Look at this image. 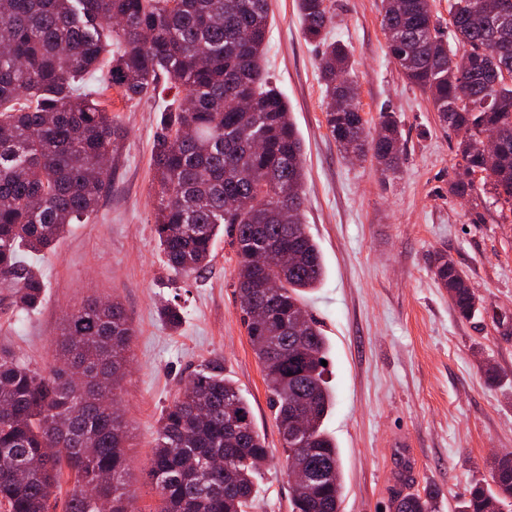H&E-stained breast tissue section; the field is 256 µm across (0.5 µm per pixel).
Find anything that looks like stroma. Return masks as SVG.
I'll return each instance as SVG.
<instances>
[{
    "instance_id": "obj_1",
    "label": "stroma",
    "mask_w": 512,
    "mask_h": 512,
    "mask_svg": "<svg viewBox=\"0 0 512 512\" xmlns=\"http://www.w3.org/2000/svg\"><path fill=\"white\" fill-rule=\"evenodd\" d=\"M331 4L328 37L353 51L366 133L392 112L405 144L395 174L368 157L343 158L325 121L321 45L304 37L295 0H271L264 65L302 141L304 222L324 269L305 303L329 346L325 379L334 405L325 428L340 451L341 510L393 512L398 496L430 491L436 512H456L474 484L491 485L493 460L512 452V217L502 218L488 197L449 194L457 140L390 59L381 0ZM172 98L166 91L129 102L108 93L123 131L108 187L96 212L37 260L46 283L38 307L15 315L0 288V346L47 369L65 312L90 297H117L134 328L120 392L133 512L157 505L147 465L164 407L216 357L270 451L251 512H291L280 435L240 320L229 237L214 239L207 270L190 277L168 270L158 247L151 149ZM440 252L467 273L480 300L471 318L457 315L435 279ZM167 302L185 310L178 330L158 315Z\"/></svg>"
}]
</instances>
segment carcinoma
Listing matches in <instances>:
<instances>
[{
	"label": "carcinoma",
	"mask_w": 512,
	"mask_h": 512,
	"mask_svg": "<svg viewBox=\"0 0 512 512\" xmlns=\"http://www.w3.org/2000/svg\"><path fill=\"white\" fill-rule=\"evenodd\" d=\"M422 2L384 0L383 28L398 39L389 56L457 139L450 194L480 189L512 212V82L502 79V70L512 71V0H500L496 13L482 0H452L446 32ZM296 7L304 35L321 38L333 21L329 0H296ZM268 14V0H0V288L21 310L39 304L46 285L28 257L97 209L109 177L103 161L122 136L101 104L102 89L132 101L167 77L184 97L162 113L152 146L154 224L166 267L198 273L218 233L231 238L241 320L276 427L288 403L313 408L303 439L279 431L283 472L297 464L321 488L317 497L292 491L293 512H338L341 463L323 429L333 401L321 364L326 338L303 304L323 267L303 224L301 138L265 74ZM351 57L345 43L324 44L327 129L346 155L369 154L395 172L404 152L396 117L382 113L379 139L370 141L359 106L338 109L357 99ZM464 84L467 103L458 94ZM186 127L195 136L181 137ZM486 132L500 141L488 170L479 148ZM478 170L487 174L476 179ZM262 242L290 248L291 260L271 273L280 286L254 319L247 291L260 275L252 250ZM434 275L459 316L474 315L476 295L448 255L434 259ZM160 314L171 329L182 325L180 306L166 303ZM132 336L117 299L88 298L67 314L59 364L40 372L0 347V506L7 512H50L64 477L72 482L65 512H100V499L110 512H128L135 497L125 482L128 426L93 391L117 395ZM268 456L249 402L212 359L160 416L147 470L155 512H248ZM492 481V488L474 485L458 512L512 506V455L494 462ZM81 485L94 494H76ZM396 512H434L432 498L406 495Z\"/></svg>",
	"instance_id": "carcinoma-1"
}]
</instances>
